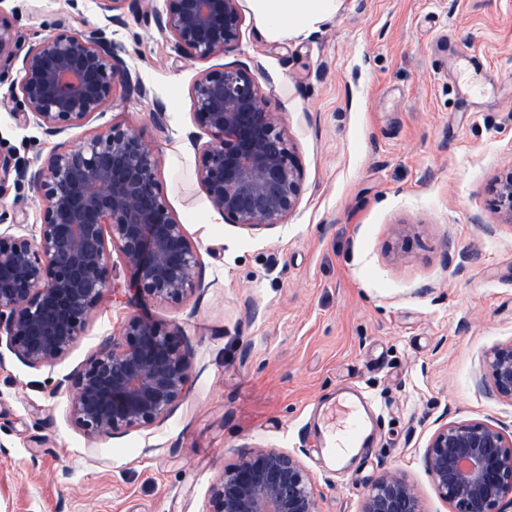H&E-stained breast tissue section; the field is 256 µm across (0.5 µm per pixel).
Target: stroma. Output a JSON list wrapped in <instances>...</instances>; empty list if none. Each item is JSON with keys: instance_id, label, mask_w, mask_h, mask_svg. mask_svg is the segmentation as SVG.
I'll return each instance as SVG.
<instances>
[{"instance_id": "stroma-1", "label": "stroma", "mask_w": 512, "mask_h": 512, "mask_svg": "<svg viewBox=\"0 0 512 512\" xmlns=\"http://www.w3.org/2000/svg\"><path fill=\"white\" fill-rule=\"evenodd\" d=\"M63 15L77 32L107 29L149 95L116 88L50 137L15 119L10 68L0 151L41 162L113 122L135 126L158 153L163 199L203 249L207 287L179 305L134 294L102 303L54 366L0 356V512H206L212 482L248 447L297 455L321 512H361L386 470L425 512H451L425 465L432 434L446 421L512 426V401L492 394L484 367L490 348L512 341V223L489 191L512 166V0H342L317 29L276 39L248 9L238 44L206 59L134 16L113 25L102 0H0L23 52ZM466 55L480 63L468 77ZM252 62L302 182L285 223L262 231L209 223L187 141L196 79ZM0 211L28 230L41 221L25 183L7 182ZM133 314L182 329L187 394L149 430L88 437L54 386ZM351 385L380 420L371 456L346 473L317 458L312 439Z\"/></svg>"}]
</instances>
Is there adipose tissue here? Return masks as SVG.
Wrapping results in <instances>:
<instances>
[{"label":"adipose tissue","instance_id":"adipose-tissue-1","mask_svg":"<svg viewBox=\"0 0 512 512\" xmlns=\"http://www.w3.org/2000/svg\"><path fill=\"white\" fill-rule=\"evenodd\" d=\"M251 8L264 31L280 38L315 27L336 12L338 0H251Z\"/></svg>","mask_w":512,"mask_h":512}]
</instances>
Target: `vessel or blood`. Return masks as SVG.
Wrapping results in <instances>:
<instances>
[{
    "mask_svg": "<svg viewBox=\"0 0 512 512\" xmlns=\"http://www.w3.org/2000/svg\"><path fill=\"white\" fill-rule=\"evenodd\" d=\"M346 393L350 414L340 430L318 439V452L329 458L351 456L360 463L370 456L374 446L377 416L359 387H347Z\"/></svg>",
    "mask_w": 512,
    "mask_h": 512,
    "instance_id": "b4317fda",
    "label": "vessel or blood"
}]
</instances>
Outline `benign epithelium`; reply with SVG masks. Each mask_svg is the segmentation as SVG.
<instances>
[{
	"mask_svg": "<svg viewBox=\"0 0 512 512\" xmlns=\"http://www.w3.org/2000/svg\"><path fill=\"white\" fill-rule=\"evenodd\" d=\"M166 12L142 0H105L112 23L130 11L174 37L199 58L223 53L242 35V0H165ZM125 48L105 30L77 33L66 16L31 47L19 70L17 119L35 118L51 137L81 125L112 101L116 86L140 97ZM16 59L15 35L0 18V71ZM257 64L237 63L202 74L191 99L201 144L196 177L229 224L263 230L285 223L301 192V174L285 130L265 106ZM31 185L40 200L37 234L0 231V336L28 367H51L82 335L90 314L113 287L111 250L134 271L132 288L179 304L204 291L200 246L160 193L156 150L133 126L114 122L75 146L61 144L39 165L0 153V188ZM500 212L512 223V167L496 179ZM493 391L512 400V342L485 356ZM192 353L144 315L129 316L102 339L95 355L59 381L84 434L112 438L148 430L185 398ZM427 472L451 512H512V433L483 420L441 424L425 455ZM207 512H320L310 474L294 454L253 448L210 487ZM362 512H424L412 484L396 472L371 487Z\"/></svg>",
	"mask_w": 512,
	"mask_h": 512,
	"instance_id": "obj_1",
	"label": "benign epithelium"
}]
</instances>
